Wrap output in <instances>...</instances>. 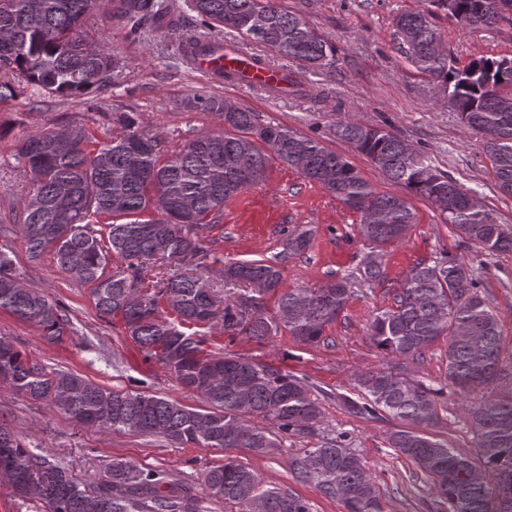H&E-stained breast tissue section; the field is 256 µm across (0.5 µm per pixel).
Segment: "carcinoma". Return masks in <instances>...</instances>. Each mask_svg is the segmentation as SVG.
<instances>
[{"label": "carcinoma", "instance_id": "1", "mask_svg": "<svg viewBox=\"0 0 512 512\" xmlns=\"http://www.w3.org/2000/svg\"><path fill=\"white\" fill-rule=\"evenodd\" d=\"M464 28L491 26L512 0H430ZM112 26L135 35L143 22H165L163 0H111ZM99 0H0V72L48 96L75 98L114 85L119 59L87 36ZM200 26L209 32L230 28L305 71L336 61V47L280 0H187ZM428 10L395 19L398 45L415 69L430 77L448 97L465 127L482 133L485 154L499 191L512 197V65L506 59L475 58L462 68L448 58L441 31ZM195 49H224L215 38L190 36ZM195 108L213 112L222 133L187 140L170 155L161 137L136 127L131 112L117 120L120 137L101 141L85 125L63 122L16 145L31 186L20 204L18 230L28 255L53 252L58 267L89 286L100 317L121 318L126 335L147 358L175 373L187 390L209 408L196 410L164 396L115 390L77 373L48 370L0 336V390L52 402L86 425L139 435L159 434L198 448H248L269 453L280 435L315 430L321 419L318 398L294 375L241 355L206 352L207 334H245L261 343L285 329L305 346L324 341L354 293L381 273L384 248L402 240L415 213L410 201L375 190L349 159L291 128L264 123L259 115L230 99L195 96ZM337 135L408 194L431 202L462 237L490 253H512V231L495 222L483 205H470L469 193L448 174L427 164L416 148L390 130L349 120ZM276 156L304 178L322 186L360 214L359 234L367 242L358 276L341 277L319 288L279 290L281 271L264 260L224 264V282H243L253 290L278 294L277 311L252 316L219 306L203 277L208 250L190 227L214 229L224 202L252 186L245 168L263 177ZM313 229L295 226L284 250L296 256L310 246ZM121 264L110 266V257ZM160 256L173 260V273L143 287L142 273ZM169 310L171 316L164 315ZM0 311L40 327L58 340L70 323L68 308L25 287L12 262L0 253ZM447 341V378L462 394L497 386L508 377L501 359L498 321L478 294L475 272L455 256L432 265L419 262L395 290L393 306L376 312L370 339L393 358L385 366L361 370L354 388L363 403L356 414L385 413L401 426L388 445L413 462L431 482L448 512H512V386L502 396H486L465 407L475 452L463 454L439 441L431 428L439 422L434 388L405 374L399 360L420 359L440 338ZM259 417L269 427L250 424ZM340 432L288 460V468L319 494L336 500L343 512H384L381 486ZM12 464L13 493L45 504L47 512H203V497L229 501L250 512L256 498L266 512H312L308 500L267 486L235 459L209 469L202 494L170 479L167 472L122 458L106 463L96 484L78 482L65 465L33 452L0 422V469Z\"/></svg>", "mask_w": 512, "mask_h": 512}]
</instances>
